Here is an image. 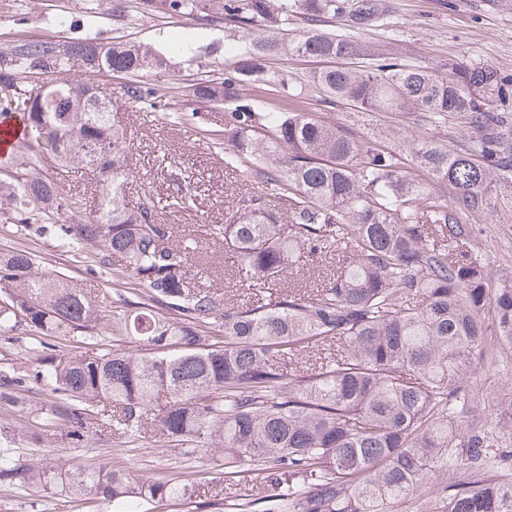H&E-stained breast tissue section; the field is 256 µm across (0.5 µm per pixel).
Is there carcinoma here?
Wrapping results in <instances>:
<instances>
[{
	"mask_svg": "<svg viewBox=\"0 0 512 512\" xmlns=\"http://www.w3.org/2000/svg\"><path fill=\"white\" fill-rule=\"evenodd\" d=\"M385 0H136L145 14L218 22L222 75L209 72L193 96L208 106L235 103L224 128L204 129L237 173L238 203L214 240L233 254L237 282L255 291L247 305H220L213 288L192 285L198 242L173 240L159 224L160 201L129 206L126 136L104 105L108 84L76 80L96 71L128 78L124 94L157 110L144 74L167 68L152 44L89 30L57 42L27 36L0 46V124L24 133L0 157V235L41 225L57 245L135 284L127 310L103 323L102 300L78 283L37 268L25 249L0 252V335L96 341L115 331L144 352L100 349L45 355L38 368L0 369V404L25 409L35 380L51 400L34 407L39 425L74 443L89 433L122 446L152 434L192 457L224 456L250 473L260 496L244 512H389L417 495L448 459L445 512H512V483L489 476L486 433L458 431L455 416L474 356L491 357L486 319L512 348V278L492 284L464 249L462 212L491 207L492 188L512 184V77L488 65L448 61L443 71L405 62L353 40L384 20ZM341 22L345 33L326 30ZM290 57L326 61L299 85L270 64ZM272 83L278 104L258 110L249 86ZM313 92L325 105L365 112L416 113L442 124L463 117L473 146L446 150L427 138L401 151L359 139L302 108ZM95 173L97 209L65 195L47 170ZM331 254L333 274L318 288H278L303 260ZM168 315L159 316L157 307ZM224 328V344L211 340ZM26 437L0 421V480L33 495L63 489L112 503L189 499L186 479L134 476L41 459L20 461Z\"/></svg>",
	"mask_w": 512,
	"mask_h": 512,
	"instance_id": "cac0c4a2",
	"label": "carcinoma"
}]
</instances>
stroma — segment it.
Segmentation results:
<instances>
[{
  "instance_id": "1",
  "label": "stroma",
  "mask_w": 512,
  "mask_h": 512,
  "mask_svg": "<svg viewBox=\"0 0 512 512\" xmlns=\"http://www.w3.org/2000/svg\"><path fill=\"white\" fill-rule=\"evenodd\" d=\"M127 3L128 0H104L101 14L91 22L93 30L106 40L127 31L137 40L163 44L173 35L186 32L192 35L195 44L204 47L224 36L221 24L162 15L140 17L131 29H124L112 9ZM62 16L82 19V0H33L28 14L22 16L16 14L14 0H0V44L23 35L54 40L68 35V28L57 23ZM355 38L386 49L395 57L422 60L434 67L453 59L489 65L512 75V0H391L386 22L356 32ZM196 78L197 70L193 67L144 75V82L159 92H174L177 116L173 119L166 118L160 110L148 114L132 106L124 94L123 80L113 79L112 110L127 130L133 169L126 196L134 204L148 197L164 198L174 192L175 179L189 178L192 190L188 201L159 210L157 221L171 225L176 234L190 235L200 242L202 249L193 261L198 287L225 289L231 300L242 304L248 300L247 292L225 277L224 247L211 237L214 225L223 223L224 212L235 198L236 175L198 136L201 127L221 128L224 112L206 109L196 101L192 95ZM306 106L360 138L391 133L400 143L420 135L456 150L468 146L472 137L471 129L454 117L435 127L413 114L359 112L346 104L329 109L313 94ZM461 221L467 233V248L474 250L496 276H512V187H498L489 211L462 214ZM17 247L37 254L44 269L77 280L82 287L105 297L107 315L122 314L125 304L116 293L111 270L60 250L49 236L0 237V251ZM469 385L480 397L468 404L461 428L492 431L495 441L487 456L497 463L499 474L512 473V425H503L499 419L500 406L512 403V352L499 353L478 364ZM18 453L25 459L34 455L157 477L183 476L191 479L200 493L211 484H219L222 499L204 512H225L226 501L237 502L257 491L251 475H226L223 458L201 453L188 461L180 448L163 442L123 450L108 438L75 444L47 432L39 447L23 444ZM0 512H113V507L101 498L78 499L62 490L45 498L29 496L16 482L1 481Z\"/></svg>"
}]
</instances>
